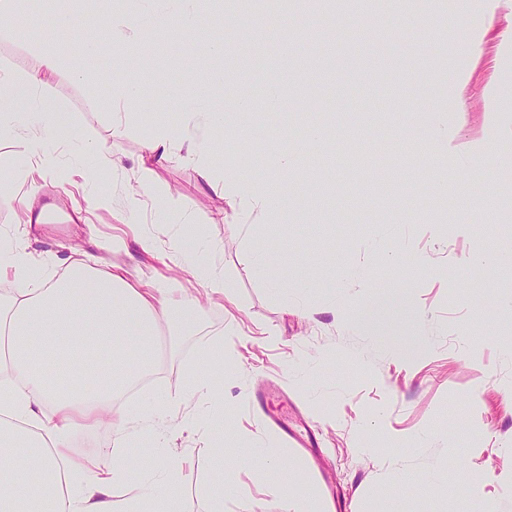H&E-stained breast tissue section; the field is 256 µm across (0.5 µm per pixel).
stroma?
<instances>
[{
  "label": "stroma",
  "instance_id": "stroma-1",
  "mask_svg": "<svg viewBox=\"0 0 512 512\" xmlns=\"http://www.w3.org/2000/svg\"><path fill=\"white\" fill-rule=\"evenodd\" d=\"M254 10L267 31L244 30ZM100 11V0H19L0 34V67L24 72L43 54L56 58L47 95L73 131L51 145L56 165L41 173L25 135L0 134V239L20 244L44 281L60 278L68 257L115 265L130 282L175 289L200 318L193 329L164 324L152 383L124 403L132 422L163 402L155 439L106 421L74 435V451L103 469L189 459L177 475L185 512H206L215 449L269 441L279 468L229 466L224 512H246L252 500L260 512H287L270 488L293 477L323 504L345 498L347 512H512V322L498 309L512 299V262L470 261L512 250V168L499 165L512 137H492L496 117L512 122V55H501L498 38L512 26V0H407L401 21L392 0L349 18L328 14L322 0H202L196 36L151 34L137 99L117 111L105 76L127 62L124 47L72 48ZM441 13L482 35L480 54L440 41ZM213 30L223 33V55L209 50ZM207 83L216 110L244 93L261 108L215 130L206 163L181 150L139 187L156 113L186 124L177 91ZM282 83L287 97L264 108L268 86ZM428 112L446 113L454 160L427 165L414 154L408 139ZM116 117L126 126L119 139ZM315 127L330 128L335 146H307ZM102 140L115 165L101 175L90 148ZM285 152L292 167H270ZM244 170L269 182L276 208L242 204L235 178ZM101 176L112 203L92 208ZM33 192L56 209H80L82 222L27 224L19 199ZM189 235L188 260L179 242ZM380 242L395 244L393 259L382 260ZM260 256L283 258L277 276L297 307L270 291ZM193 261L223 269L233 295H211L191 275ZM219 340L230 343L229 367L210 376V393L197 399L200 428L187 429L185 390L202 350ZM261 394L274 397L269 415L314 430L321 474L251 413Z\"/></svg>",
  "mask_w": 512,
  "mask_h": 512
}]
</instances>
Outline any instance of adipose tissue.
<instances>
[{
	"label": "adipose tissue",
	"instance_id": "ef3b65f1",
	"mask_svg": "<svg viewBox=\"0 0 512 512\" xmlns=\"http://www.w3.org/2000/svg\"><path fill=\"white\" fill-rule=\"evenodd\" d=\"M125 2L123 11L101 10L95 35L77 33L74 51L86 52L101 38L124 43L136 57L147 30L196 31L194 0H154L149 13L140 0ZM54 75L49 59L24 73L0 68V127L8 125V107L15 99H31V151L40 167L51 163L46 147L60 138L53 104L42 95ZM207 97L202 87L181 101L193 128L156 122L139 158L140 185H149L155 163L183 145L206 152L210 128L224 122L223 115L201 111ZM6 271L17 286L0 316V512H184L175 483L181 462L156 463L159 490L144 483L139 493L121 497L116 486L126 469L99 468L71 445L74 434L97 428L103 419L123 421L126 389L158 365L159 324L173 293L130 283L121 267L92 272L76 259L64 278L46 286L16 245L0 247V272ZM50 355L70 361L66 374L46 369ZM232 462L274 468L278 451L271 442L237 448L230 456L216 451L206 477L208 512H224L225 471Z\"/></svg>",
	"mask_w": 512,
	"mask_h": 512
}]
</instances>
